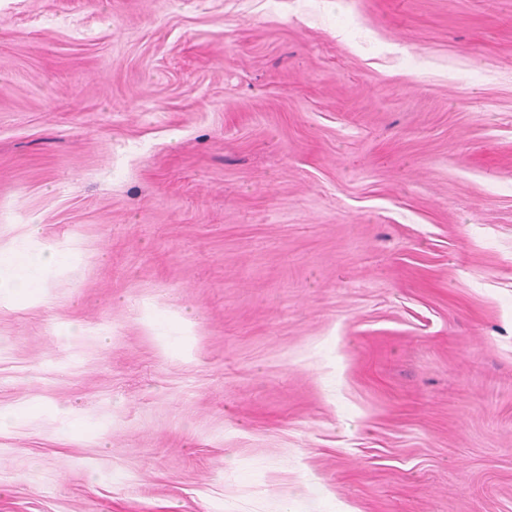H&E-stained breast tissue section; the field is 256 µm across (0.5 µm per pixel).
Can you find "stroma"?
Segmentation results:
<instances>
[{"label":"stroma","mask_w":512,"mask_h":512,"mask_svg":"<svg viewBox=\"0 0 512 512\" xmlns=\"http://www.w3.org/2000/svg\"><path fill=\"white\" fill-rule=\"evenodd\" d=\"M27 242L0 512H512V0H0Z\"/></svg>","instance_id":"stroma-1"}]
</instances>
